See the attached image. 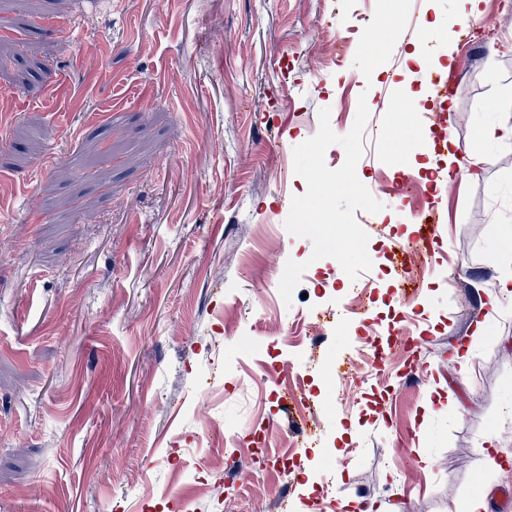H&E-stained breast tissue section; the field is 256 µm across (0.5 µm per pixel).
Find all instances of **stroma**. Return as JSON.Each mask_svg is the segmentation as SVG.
Returning <instances> with one entry per match:
<instances>
[{
  "label": "stroma",
  "instance_id": "1",
  "mask_svg": "<svg viewBox=\"0 0 512 512\" xmlns=\"http://www.w3.org/2000/svg\"><path fill=\"white\" fill-rule=\"evenodd\" d=\"M374 10L0 0V512H333L343 498L446 512L512 486L483 465L493 433L512 456V301L487 303L512 245V142L482 137L512 124V0H482L469 48L446 36L460 0H412L437 46L399 38L367 78L353 59ZM443 66L451 112L423 79ZM362 97L356 171L384 208L353 281L286 230L307 184L268 147L313 136L323 107L347 133ZM406 98L428 107L403 113ZM429 114L483 154L480 178L434 179L447 153L415 140ZM393 152L448 211L409 300L392 246L414 201ZM290 259L310 266L287 303ZM206 415L223 431L213 450L197 442ZM403 455L431 467L401 469Z\"/></svg>",
  "mask_w": 512,
  "mask_h": 512
}]
</instances>
